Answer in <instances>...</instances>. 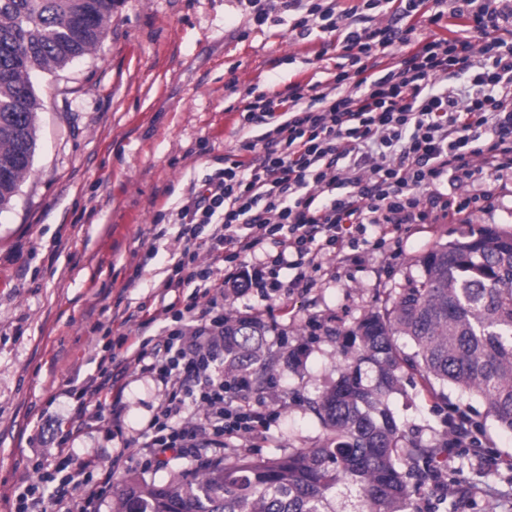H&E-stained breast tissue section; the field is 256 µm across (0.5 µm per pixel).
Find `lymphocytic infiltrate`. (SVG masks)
Listing matches in <instances>:
<instances>
[{
    "mask_svg": "<svg viewBox=\"0 0 512 512\" xmlns=\"http://www.w3.org/2000/svg\"><path fill=\"white\" fill-rule=\"evenodd\" d=\"M278 11L308 32L317 25L335 35L349 66L330 90L295 83L284 93L249 88L239 108L255 136L241 144L248 159L224 157V166L192 188L177 216L186 243L172 253L170 273L151 304L141 305L137 334L113 311L117 343L104 346L100 370L64 396L81 411L110 408L111 424L124 417L129 368L161 387L156 412L140 436L145 467L173 457L223 461L234 439L258 435L257 415L239 401L251 383L224 369V319L198 313L199 299L217 300L238 288L221 265L255 255L264 244L277 253L257 260L244 277L263 289L276 269H292L294 288H312L321 254L356 244L368 226L389 234L403 224L427 223L447 210L442 178L464 183L484 170L502 171L512 153V43L499 38L512 27V7L501 0H359V11L390 15L387 25L361 26L337 13L335 0H277ZM463 19L467 35L443 36L449 18ZM463 77L461 87L441 86ZM188 291L183 309L169 294ZM164 323V334L147 331ZM205 406L186 420L190 405ZM125 465L112 454L97 478L74 471L51 493L58 512H101L112 474Z\"/></svg>",
    "mask_w": 512,
    "mask_h": 512,
    "instance_id": "1",
    "label": "lymphocytic infiltrate"
}]
</instances>
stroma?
I'll return each instance as SVG.
<instances>
[{
  "instance_id": "35a3bbf8",
  "label": "stroma",
  "mask_w": 512,
  "mask_h": 512,
  "mask_svg": "<svg viewBox=\"0 0 512 512\" xmlns=\"http://www.w3.org/2000/svg\"><path fill=\"white\" fill-rule=\"evenodd\" d=\"M291 24L275 11L256 26L240 0H121L103 40L37 78L43 106L32 169L0 212V512H12L28 457L54 450L48 439L30 448L37 426L78 423L74 400L60 391L68 379L96 374L95 347L108 342L116 305L138 307L168 276L177 210L191 185L237 153V108L247 88L282 92L326 80L341 64L335 38L316 30L302 37ZM440 190L455 207L475 194L487 200L468 224L449 217L406 224L381 242L367 231L323 261L310 290H289L293 273L284 268L279 296L250 287L216 306L270 327L267 380L247 395L263 421L248 453L275 457L321 443L308 402L335 379L346 334L421 278L430 249L485 225L512 232V173L462 188L445 182ZM158 222L167 233L156 240L150 228ZM126 383L122 435H108L102 422L86 426L65 463L71 472L92 459L104 470L113 449H126L127 467L114 475L101 512H115L126 477L159 484L199 470L189 457L144 470L136 440L159 387L133 372ZM402 386L389 404L408 439L430 442L455 421L458 399L431 398L409 372ZM487 437L489 451L465 465L470 512H507L512 434L491 426Z\"/></svg>"
}]
</instances>
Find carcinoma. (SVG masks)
<instances>
[{"label": "carcinoma", "instance_id": "obj_1", "mask_svg": "<svg viewBox=\"0 0 512 512\" xmlns=\"http://www.w3.org/2000/svg\"><path fill=\"white\" fill-rule=\"evenodd\" d=\"M117 5L0 0V212L33 164L42 107L33 76L84 56ZM421 263V279L349 331L336 380L308 402L324 431L320 445L273 458L239 453L160 484L131 476L117 512H411L410 480L442 478L430 468L439 448L408 441L389 406L406 369L433 395L451 388L480 399L497 428L512 434V236L484 226ZM268 332L259 319L224 318V365L248 375L263 368ZM482 428L471 421L453 431L459 458ZM463 473L451 477L449 512L468 497Z\"/></svg>", "mask_w": 512, "mask_h": 512}]
</instances>
